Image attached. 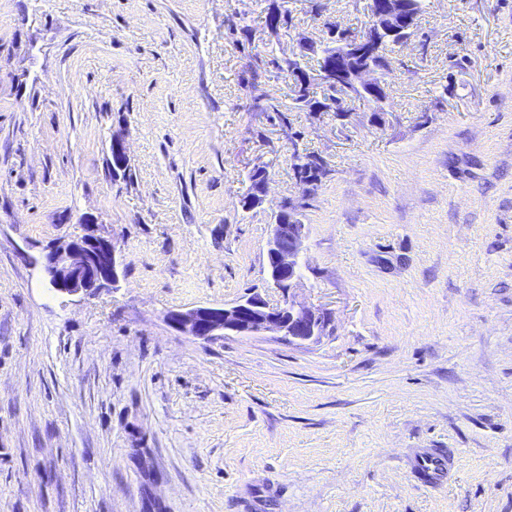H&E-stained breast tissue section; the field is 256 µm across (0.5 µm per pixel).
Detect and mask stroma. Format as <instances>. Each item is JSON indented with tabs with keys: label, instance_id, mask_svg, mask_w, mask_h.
Listing matches in <instances>:
<instances>
[{
	"label": "stroma",
	"instance_id": "stroma-1",
	"mask_svg": "<svg viewBox=\"0 0 512 512\" xmlns=\"http://www.w3.org/2000/svg\"><path fill=\"white\" fill-rule=\"evenodd\" d=\"M269 4L0 0V512H512V0H424L379 115L296 109L283 73H250L325 21L364 30L369 0H286L275 34ZM295 150L327 166L307 197ZM287 199L294 294L327 335L170 327L281 301ZM84 216L120 279L61 295L38 260ZM422 449L449 460L439 486ZM290 217L287 205L282 211L281 223L271 224L266 248L267 272L283 293L280 303L271 305L257 294L223 307L172 310L167 314L170 326L203 341L230 334L255 336L275 332L288 343L299 346L318 342L326 334L331 316L324 309L298 302L292 291L299 278V255L306 238V226L298 224V216L292 224ZM440 460L434 452H423L415 457L414 468L427 478L431 485L439 483Z\"/></svg>",
	"mask_w": 512,
	"mask_h": 512
}]
</instances>
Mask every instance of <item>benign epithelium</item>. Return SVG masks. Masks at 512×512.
I'll list each match as a JSON object with an SVG mask.
<instances>
[{"instance_id":"benign-epithelium-1","label":"benign epithelium","mask_w":512,"mask_h":512,"mask_svg":"<svg viewBox=\"0 0 512 512\" xmlns=\"http://www.w3.org/2000/svg\"><path fill=\"white\" fill-rule=\"evenodd\" d=\"M406 0H387L372 14L371 31L353 42L359 52L370 55L386 34L408 41L402 29ZM344 52L336 54V68L328 70V80L344 92L373 91L381 68L361 67L350 72L342 66ZM83 232L52 248L40 264L55 291L67 295H93L119 282L120 261L113 237L97 230L92 218L82 221ZM306 238V225L294 218L291 224L271 225L266 248L267 272L283 300L275 305L260 295L241 298L223 307L199 306L172 310L167 321L176 330L198 340L210 341L234 334L255 336L264 332L280 334L289 343L306 345L318 342L330 325L331 316L324 309L309 307L296 300L294 283L299 278V255Z\"/></svg>"}]
</instances>
